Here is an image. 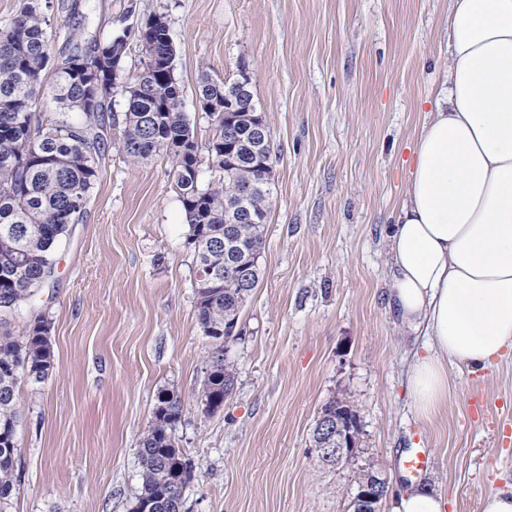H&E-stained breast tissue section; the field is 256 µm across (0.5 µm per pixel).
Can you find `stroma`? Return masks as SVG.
I'll return each mask as SVG.
<instances>
[{
  "label": "stroma",
  "mask_w": 512,
  "mask_h": 512,
  "mask_svg": "<svg viewBox=\"0 0 512 512\" xmlns=\"http://www.w3.org/2000/svg\"><path fill=\"white\" fill-rule=\"evenodd\" d=\"M52 53L165 15L183 110L199 149L213 121L202 74L251 76L270 130L274 193L261 277L226 359L237 379L217 410L201 398L208 348L196 261L165 154L139 162L115 142L124 99L98 126L99 178L55 267L0 334L49 327L54 367L22 378L15 489L7 512H131L139 441L158 398L183 411L172 431L194 465L186 512H351L357 478L423 474L448 512H481L512 487V352L486 370L448 368V404L420 417L407 381L426 339L388 303L385 228L401 203L419 128L448 67L449 0H41ZM358 415L359 452L335 468L310 456L322 405Z\"/></svg>",
  "instance_id": "stroma-1"
}]
</instances>
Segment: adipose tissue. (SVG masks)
I'll use <instances>...</instances> for the list:
<instances>
[{
  "mask_svg": "<svg viewBox=\"0 0 512 512\" xmlns=\"http://www.w3.org/2000/svg\"><path fill=\"white\" fill-rule=\"evenodd\" d=\"M447 37L437 108L385 235L390 304L428 339L408 370L424 418L448 402V363L477 372L512 350V0H451ZM447 508L426 484L389 493L390 512Z\"/></svg>",
  "mask_w": 512,
  "mask_h": 512,
  "instance_id": "ef3b65f1",
  "label": "adipose tissue"
}]
</instances>
